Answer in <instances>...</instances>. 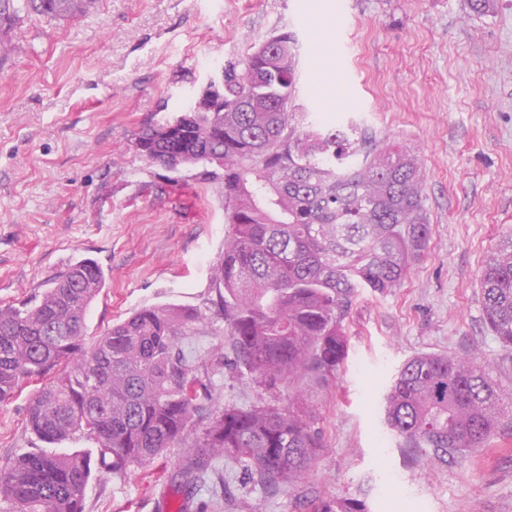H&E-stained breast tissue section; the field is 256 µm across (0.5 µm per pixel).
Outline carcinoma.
I'll use <instances>...</instances> for the list:
<instances>
[{
  "label": "carcinoma",
  "instance_id": "carcinoma-1",
  "mask_svg": "<svg viewBox=\"0 0 512 512\" xmlns=\"http://www.w3.org/2000/svg\"><path fill=\"white\" fill-rule=\"evenodd\" d=\"M91 0H0V22L21 11L78 18ZM298 39L274 35L251 48L247 67L224 70L222 112L197 101L173 120L150 123L134 146L167 169L221 161L231 231L215 278L236 367L274 386L335 376L348 344L356 289L401 286L426 246L423 165L416 152L369 140L357 122L328 126L296 103ZM176 124L179 137L164 138ZM105 283L91 259L71 264L40 296L0 308V402L33 381L28 425L46 444L96 441L95 458L28 448L0 468V512H85L92 470L145 465L181 439L207 393L179 342L204 319L197 310L143 307L85 346V317ZM485 322L512 350V235L479 277ZM505 391L480 358L418 354L385 396L388 430L402 447L446 462L496 433ZM320 450L314 415L295 393L271 406L215 412L184 454L181 476L199 481L209 460L242 463L253 480L279 488L305 478ZM314 512H364L350 499L322 500Z\"/></svg>",
  "mask_w": 512,
  "mask_h": 512
}]
</instances>
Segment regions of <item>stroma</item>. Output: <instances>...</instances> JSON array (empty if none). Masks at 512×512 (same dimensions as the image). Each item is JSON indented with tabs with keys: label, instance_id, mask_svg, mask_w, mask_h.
Masks as SVG:
<instances>
[{
	"label": "stroma",
	"instance_id": "obj_1",
	"mask_svg": "<svg viewBox=\"0 0 512 512\" xmlns=\"http://www.w3.org/2000/svg\"><path fill=\"white\" fill-rule=\"evenodd\" d=\"M294 32L297 101L332 125L356 118L377 139L415 149L425 169L426 247L400 288L358 289L348 356L305 394L321 452L278 490L214 460L203 483L180 474L224 405L287 408L233 365L215 273L224 259V183L201 168L149 163L134 141L177 116L227 61ZM0 308L94 260L106 284L86 314L94 340L145 306L204 313L182 348L208 393L182 439L154 463L94 474L86 512H313L352 499L366 512H512V409L486 447L430 464L399 447L371 406L420 353L475 355L512 388V350L484 323L479 276L512 235V0H96L76 20L19 14L0 25ZM0 403V467L38 447L28 406Z\"/></svg>",
	"mask_w": 512,
	"mask_h": 512
}]
</instances>
